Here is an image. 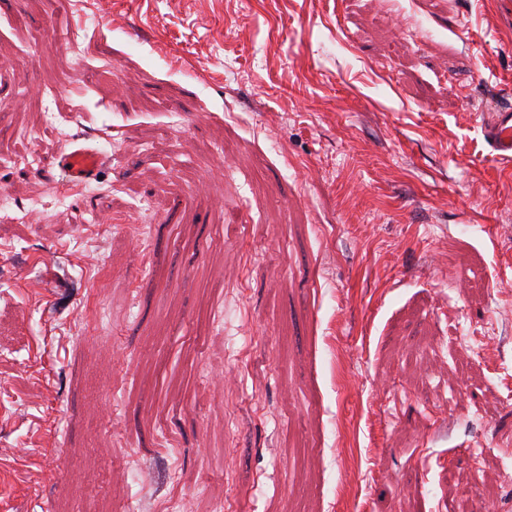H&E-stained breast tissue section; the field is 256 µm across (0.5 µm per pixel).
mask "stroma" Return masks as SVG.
Listing matches in <instances>:
<instances>
[{
  "instance_id": "obj_1",
  "label": "stroma",
  "mask_w": 512,
  "mask_h": 512,
  "mask_svg": "<svg viewBox=\"0 0 512 512\" xmlns=\"http://www.w3.org/2000/svg\"><path fill=\"white\" fill-rule=\"evenodd\" d=\"M80 2L0 0V512H512V0ZM484 135L496 159L512 161V105L501 106L489 115ZM102 159L96 152L78 149L67 154L62 162L65 171L83 180L93 179L100 168Z\"/></svg>"
}]
</instances>
